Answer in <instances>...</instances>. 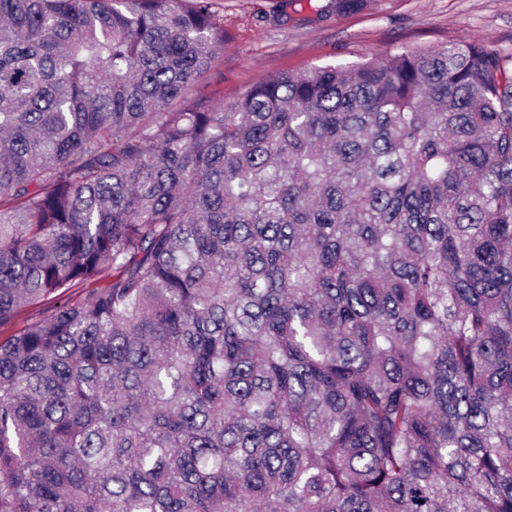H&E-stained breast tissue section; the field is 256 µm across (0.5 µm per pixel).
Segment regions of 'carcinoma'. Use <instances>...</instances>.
<instances>
[{"label":"carcinoma","mask_w":512,"mask_h":512,"mask_svg":"<svg viewBox=\"0 0 512 512\" xmlns=\"http://www.w3.org/2000/svg\"><path fill=\"white\" fill-rule=\"evenodd\" d=\"M223 48L0 0V327L60 300L0 341V512H512L508 60L187 101ZM54 303L52 299H49L37 305L25 308L13 325L0 327V341H4L10 336L17 334L29 324L47 315Z\"/></svg>","instance_id":"carcinoma-1"}]
</instances>
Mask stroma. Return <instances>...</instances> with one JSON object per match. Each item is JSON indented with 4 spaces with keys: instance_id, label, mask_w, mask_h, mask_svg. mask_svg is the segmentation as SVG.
<instances>
[{
    "instance_id": "1",
    "label": "stroma",
    "mask_w": 512,
    "mask_h": 512,
    "mask_svg": "<svg viewBox=\"0 0 512 512\" xmlns=\"http://www.w3.org/2000/svg\"><path fill=\"white\" fill-rule=\"evenodd\" d=\"M224 51L191 97L233 98L286 71L359 63L453 40L512 55V0H373L364 12L319 17L308 0H214Z\"/></svg>"
}]
</instances>
